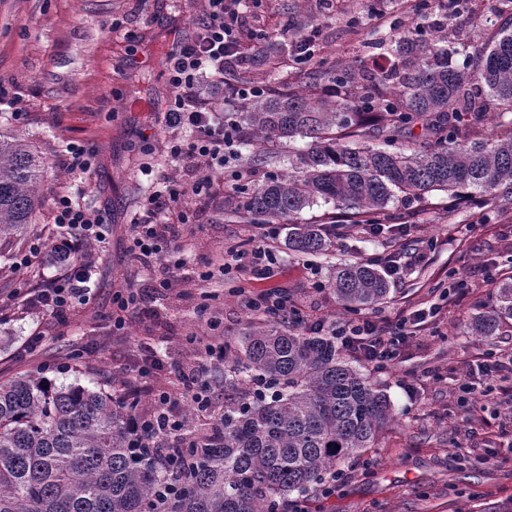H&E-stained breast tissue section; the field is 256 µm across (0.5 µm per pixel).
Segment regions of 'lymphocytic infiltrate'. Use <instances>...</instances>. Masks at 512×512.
Wrapping results in <instances>:
<instances>
[{"label":"lymphocytic infiltrate","mask_w":512,"mask_h":512,"mask_svg":"<svg viewBox=\"0 0 512 512\" xmlns=\"http://www.w3.org/2000/svg\"><path fill=\"white\" fill-rule=\"evenodd\" d=\"M243 0H205L204 9L192 21L191 34L171 27V38L165 56V76L174 91V100L158 118L169 134L168 156L172 167L188 162L203 167L205 176L191 184V194L203 198L213 187V174L224 170V128L214 122L209 101L224 86V69L242 65L246 57L237 37L242 22ZM193 218L183 209L179 194L162 196L153 192L142 205L132 227L135 260L145 269L155 268L161 254L181 226ZM53 222L59 233L54 238L36 234L28 248L15 261L17 268H29L46 248H54L63 265L59 275L34 283L23 279L14 291L24 308L34 313L63 317L75 305L88 300L85 285L90 281L94 264L89 246L105 243L109 226L104 217L82 198L61 193L54 198ZM422 315L402 320L396 328L361 316L340 322L332 329L341 346L353 357L375 369H385L399 357L402 346L421 330ZM142 365L133 392H149L152 409L132 416L128 423L132 448H151L155 430L166 429L172 438L184 430V406H193L198 413L208 414L211 406L209 388L200 370L190 369L178 374L176 391L154 388V378L166 374L167 365L150 348L141 351Z\"/></svg>","instance_id":"1"}]
</instances>
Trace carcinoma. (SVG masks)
Segmentation results:
<instances>
[{
    "mask_svg": "<svg viewBox=\"0 0 512 512\" xmlns=\"http://www.w3.org/2000/svg\"><path fill=\"white\" fill-rule=\"evenodd\" d=\"M471 0H447L424 25L423 0L398 12L399 28L369 58L319 59L302 84L268 88L226 120L233 142L309 140L294 173L241 186L234 215L245 224L291 220L319 203L351 224H398L391 205L455 201L470 194L512 212V12L492 34L469 45L468 67L448 65V25ZM299 29L318 26L308 0L293 5ZM337 84L336 95L322 89ZM496 130L481 132L487 113ZM425 142L413 144L414 128ZM46 159L31 145L0 137V264L10 265L21 237L36 231L44 203ZM336 221L288 225V249L328 251ZM331 285L341 307L357 313L389 297L385 273L368 260L339 264ZM493 311L469 324L494 336L512 321V281ZM267 390L254 392L255 377ZM224 386L236 395L209 425L190 429L163 452L131 455L127 418L135 394L56 385L41 372L0 381V512H283L288 497L317 489L347 460L376 447L390 422L388 396L345 359L336 337L252 318L224 342ZM173 486L165 508L156 491Z\"/></svg>",
    "mask_w": 512,
    "mask_h": 512,
    "instance_id": "obj_1",
    "label": "carcinoma"
}]
</instances>
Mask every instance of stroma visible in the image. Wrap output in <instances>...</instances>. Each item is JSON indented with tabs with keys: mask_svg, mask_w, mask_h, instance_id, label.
<instances>
[{
	"mask_svg": "<svg viewBox=\"0 0 512 512\" xmlns=\"http://www.w3.org/2000/svg\"><path fill=\"white\" fill-rule=\"evenodd\" d=\"M291 0H263L249 9L244 33L285 28L293 23ZM365 0H330L320 16L316 58L371 54V45L388 38L389 27H360L349 32L347 20L362 12ZM203 0H0V133L23 138L49 163L43 183L47 197L75 192L80 183L63 165L69 142L90 149L97 161L96 189L89 194L112 223L109 242L96 258L91 299L58 319L19 313L13 297L22 277L14 268L0 270V307L16 311L0 323V378L39 371L48 378L83 385L110 382L123 388L137 372L138 342L166 347L172 371L160 383L174 388L175 372L200 362L199 341L222 342L241 335L251 314L249 301L267 291H285L290 304L309 308L328 320H343L329 288L336 264L387 256V233L361 235L346 225L336 228L329 252L298 255L285 244L286 228L271 239L273 274L244 281L235 263L224 260L229 247L250 248L264 231L233 216L235 187L261 181L266 172L288 170L287 145L273 167L247 165L227 156L224 177L204 200L188 196L184 204L198 214L173 242L187 265L167 291L157 290L160 272L133 266L126 249L142 197L154 188L151 177L165 174L167 185L182 190L202 169L186 164L174 170L166 160L167 135L155 118L172 91L161 73L166 33L200 13ZM502 0H473L451 35L455 66L465 61L464 47L482 40L501 22ZM246 65L226 79L278 84L303 77L283 57L278 42L246 43ZM420 253L410 276L393 281L389 298L370 308L372 316L397 323L419 308L440 306L434 330L409 340L396 364L367 377L390 398L393 420L377 448L345 465L347 482L324 500V512H512V414H479L469 419L455 388L483 354L512 353V323L496 336H474L467 327L476 314L495 306L496 288L488 273L512 275V219L458 205L456 210L428 202L413 218L404 240L405 255ZM226 263L224 273L207 281L199 274L206 262ZM322 291H315V283ZM139 288L141 309L127 318L123 333L112 331V295L126 285ZM44 341L39 352H17L34 327ZM79 349L81 376L68 371V355Z\"/></svg>",
	"mask_w": 512,
	"mask_h": 512,
	"instance_id": "35a3bbf8",
	"label": "stroma"
}]
</instances>
